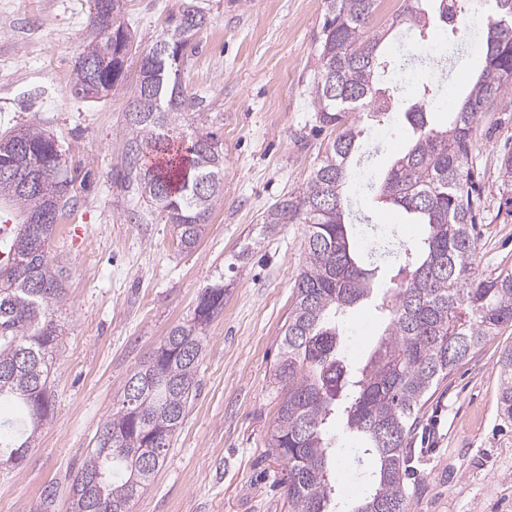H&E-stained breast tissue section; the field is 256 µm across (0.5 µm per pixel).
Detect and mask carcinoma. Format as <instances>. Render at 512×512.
Returning a JSON list of instances; mask_svg holds the SVG:
<instances>
[{
  "label": "carcinoma",
  "instance_id": "1",
  "mask_svg": "<svg viewBox=\"0 0 512 512\" xmlns=\"http://www.w3.org/2000/svg\"><path fill=\"white\" fill-rule=\"evenodd\" d=\"M112 2V21L100 4ZM378 0H324L325 17L310 91L315 119L339 130L298 194L283 196L262 218V232L306 224V261L295 279V302L284 325L274 380L284 393L268 447L286 470L288 512H338L331 469L332 429L360 442L357 463L369 490L352 512H410L409 444L431 389L467 363L487 337L512 323V270L485 275L476 266L477 227L484 202L469 164L479 119L512 106V0H495L485 20L483 67L464 88L444 122L423 108L439 92L427 73L450 70L468 52L461 28L448 24V0H429L432 12L408 5L388 28L371 30ZM429 19L442 24L443 50L398 56L391 50L400 29L424 41ZM206 24L198 7L171 15L164 35L144 54L131 88L118 180L142 199L148 213L173 226L178 245L193 250L213 203L224 194V148L206 97L188 93L181 80L185 47ZM95 36L88 53L99 59L92 74L106 97L125 86L133 35L124 0H93ZM425 77L411 99L401 75ZM89 74L75 68L72 92L90 99ZM353 112L389 118L403 114L412 130L406 152L380 184L363 189L379 209L398 211L425 226L415 242L394 230L377 231L375 213L354 211L344 195L355 170L367 165ZM46 175L29 193L9 170L17 155ZM499 177L512 188V152L499 161ZM65 150L40 128L28 126L0 138V199L17 205L25 223L0 238V404L20 410L0 421V458L24 459L53 417L49 393L60 328L55 306L64 299L67 266L51 253L55 225L74 206ZM41 205L58 209L49 224L31 223ZM372 232L362 254L351 229ZM374 305L385 327L366 364L345 363L340 322L361 303ZM224 309V272L201 290L193 316L174 325L160 346L133 369L119 406L95 433L71 492V512H130L163 464L196 396L205 326ZM500 413L512 420V349L498 360Z\"/></svg>",
  "mask_w": 512,
  "mask_h": 512
}]
</instances>
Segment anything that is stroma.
I'll list each match as a JSON object with an SVG mask.
<instances>
[{
	"instance_id": "stroma-1",
	"label": "stroma",
	"mask_w": 512,
	"mask_h": 512,
	"mask_svg": "<svg viewBox=\"0 0 512 512\" xmlns=\"http://www.w3.org/2000/svg\"><path fill=\"white\" fill-rule=\"evenodd\" d=\"M207 22L191 39L181 73L189 92L207 95L224 147V195L193 251L172 225L141 218L115 182L121 166L128 94L74 97L71 79L92 39V0H19L0 16V136L27 125L60 141L72 168L90 181L55 230L53 253L66 261L57 310L62 342L51 382L54 416L18 464H0V512H70L69 485L98 426L111 414L130 372L193 313L216 271L224 309L207 327L198 395L154 481L131 512H287L282 465L268 450L282 391L272 379L283 325L305 262L307 225L264 235L261 216L282 195L305 187L336 136L316 131L309 91L324 0H194ZM182 0H125L133 35L126 83L162 36ZM51 107H41L44 97ZM371 168L385 175L411 129L403 118L362 117ZM512 149V112L485 115L472 166L483 173L489 223L480 225L476 264L512 269V209L496 158ZM371 305L345 320L344 355L361 367L375 347ZM512 346V325L488 337L468 363L434 390L411 444L416 492L411 512H512V421L499 412L497 362ZM332 463L339 502L353 506L365 481L358 442L335 432Z\"/></svg>"
}]
</instances>
